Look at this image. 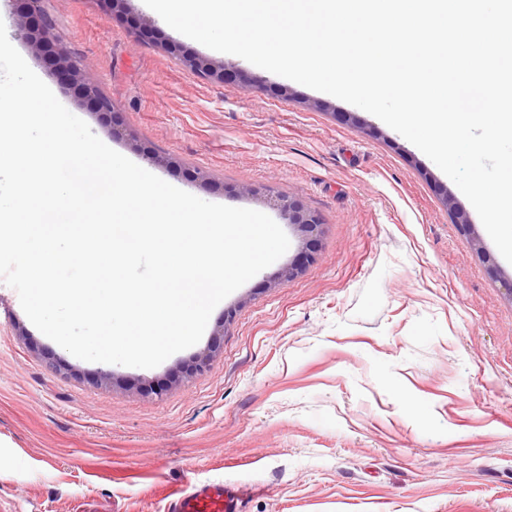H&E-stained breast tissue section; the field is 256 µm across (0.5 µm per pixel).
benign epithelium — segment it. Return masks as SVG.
<instances>
[{
    "label": "benign epithelium",
    "instance_id": "1",
    "mask_svg": "<svg viewBox=\"0 0 512 512\" xmlns=\"http://www.w3.org/2000/svg\"><path fill=\"white\" fill-rule=\"evenodd\" d=\"M41 2L42 0H23V12L18 18L19 31L37 53L41 54L48 48L54 52L56 75L61 83L69 86L77 97L88 104L94 112L109 118L112 117L115 113L112 101L100 93L89 73L73 61L62 47L58 46L54 34V22L42 10ZM182 62L187 67L221 83L241 78L239 73L228 70L222 65L216 66L204 58L184 57ZM275 202L288 223L295 225L301 232L306 244L312 245L320 234L319 218L289 198L278 197ZM312 259V251L308 249L303 251L298 259L283 269L281 281L285 283L292 280Z\"/></svg>",
    "mask_w": 512,
    "mask_h": 512
}]
</instances>
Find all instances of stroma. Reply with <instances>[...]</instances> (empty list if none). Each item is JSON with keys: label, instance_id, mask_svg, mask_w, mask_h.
I'll list each match as a JSON object with an SVG mask.
<instances>
[{"label": "stroma", "instance_id": "stroma-1", "mask_svg": "<svg viewBox=\"0 0 512 512\" xmlns=\"http://www.w3.org/2000/svg\"><path fill=\"white\" fill-rule=\"evenodd\" d=\"M44 7L116 108L64 88L18 32L21 0H0L70 112L166 182L266 213L290 247L152 369L74 357L0 281V512H165L189 478L239 487L242 512H512V264L458 187L376 116L188 40L143 0L112 20L101 0ZM185 56L245 78L204 79ZM275 196L321 221L283 285L303 240Z\"/></svg>", "mask_w": 512, "mask_h": 512}]
</instances>
